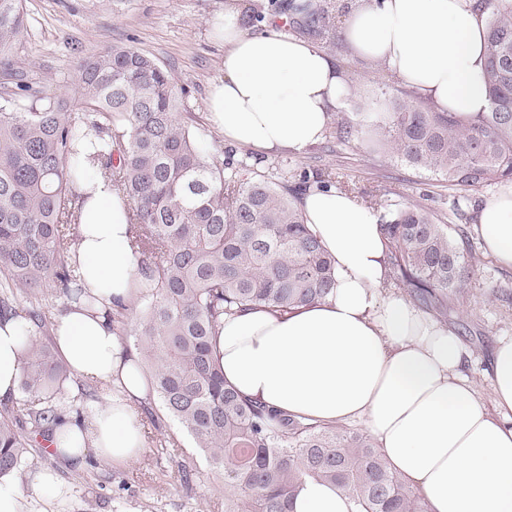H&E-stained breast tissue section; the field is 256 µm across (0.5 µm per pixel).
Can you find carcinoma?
Instances as JSON below:
<instances>
[{
    "label": "carcinoma",
    "mask_w": 512,
    "mask_h": 512,
    "mask_svg": "<svg viewBox=\"0 0 512 512\" xmlns=\"http://www.w3.org/2000/svg\"><path fill=\"white\" fill-rule=\"evenodd\" d=\"M288 31L333 43L332 0H270ZM486 14L490 105L472 119L406 102L342 115V142L371 123L390 159L482 188L512 180V0H477ZM26 29L25 0H0V61ZM185 91L151 55L126 46L86 57L73 93L26 101L0 97V317L24 320L20 388L25 419L0 409V478L20 469L33 437L55 421L70 379L36 332L53 310L94 306L75 265L74 187L83 161L100 167L131 204V228L147 290L137 300L141 356L165 411L194 447L224 470V512H290L305 479L334 484L354 512H425L416 490L391 470L371 438L309 423L248 402L224 384L211 338L224 315L246 307L287 311L326 298L333 260L304 224L299 195L331 186L305 171L292 186L243 178L246 161L224 158L200 128L181 121ZM394 279L425 303L461 296L480 261L464 229L440 224L424 204L391 203L382 224Z\"/></svg>",
    "instance_id": "cac0c4a2"
}]
</instances>
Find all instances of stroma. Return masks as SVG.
Returning a JSON list of instances; mask_svg holds the SVG:
<instances>
[{
  "label": "stroma",
  "mask_w": 512,
  "mask_h": 512,
  "mask_svg": "<svg viewBox=\"0 0 512 512\" xmlns=\"http://www.w3.org/2000/svg\"><path fill=\"white\" fill-rule=\"evenodd\" d=\"M225 0H26L27 29L11 65H0V93L27 85L52 91L72 90L78 62L121 45L151 54L186 91L190 110L209 142L223 144V134L208 119L207 93L219 74L224 45L211 34V23L224 11ZM336 57L358 83L344 107L363 112L369 98L387 94L406 96L405 87L374 65L354 59L346 44L330 45ZM247 158L252 171L296 175L304 170L330 171L355 197L380 190L384 202H427L438 215L449 213L453 199L465 198L467 215H474L497 186L480 189L449 185L442 177L388 160L369 149L364 140L342 144L320 141L303 152L264 154L233 147ZM471 244L481 260L475 288L451 300L443 321L472 351L467 374L476 392L491 400L489 356L496 340L512 337V270L501 268L486 253L478 235ZM147 446L128 466L106 460L75 466L36 437V452L16 474L23 512H224V472L197 452L183 427L162 409L157 396L136 407ZM190 477L182 479L179 465ZM55 472L66 489L62 501L43 498L36 478Z\"/></svg>",
  "instance_id": "35a3bbf8"
}]
</instances>
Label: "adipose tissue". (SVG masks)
<instances>
[{"label": "adipose tissue", "instance_id": "adipose-tissue-1", "mask_svg": "<svg viewBox=\"0 0 512 512\" xmlns=\"http://www.w3.org/2000/svg\"><path fill=\"white\" fill-rule=\"evenodd\" d=\"M218 31L224 61L207 109L225 142L276 153L321 141L351 94L335 58L276 27L245 26L238 0H227ZM342 32L353 56L426 105L466 119L487 111L486 16L474 0H356ZM78 192L76 260L98 304L92 312L70 305L56 321V349L77 377L119 386L125 396L84 419L64 416L51 444L77 465L91 454L126 465L144 448L128 402L145 396L148 381L137 357L123 354L107 313L133 302L146 280L131 248L127 201L94 170ZM299 207L333 258L335 291L290 312L256 307L225 316L213 342L225 383L298 419L362 424L427 512H512V337L493 348V401L485 403L466 375L471 353L461 339L403 296L383 293L387 241L378 212L333 187L310 190ZM474 229L512 269V183L483 202ZM28 339L20 320L0 321V399L18 388ZM293 512L353 505L331 484L307 480Z\"/></svg>", "mask_w": 512, "mask_h": 512}]
</instances>
